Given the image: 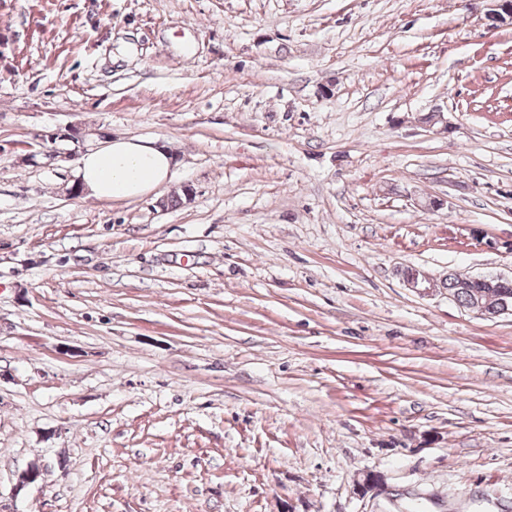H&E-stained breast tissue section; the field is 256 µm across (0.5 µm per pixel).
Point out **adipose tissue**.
<instances>
[{"label": "adipose tissue", "mask_w": 512, "mask_h": 512, "mask_svg": "<svg viewBox=\"0 0 512 512\" xmlns=\"http://www.w3.org/2000/svg\"><path fill=\"white\" fill-rule=\"evenodd\" d=\"M171 164L164 147L138 138H117L83 155L79 177L96 199H139L167 181Z\"/></svg>", "instance_id": "obj_1"}]
</instances>
